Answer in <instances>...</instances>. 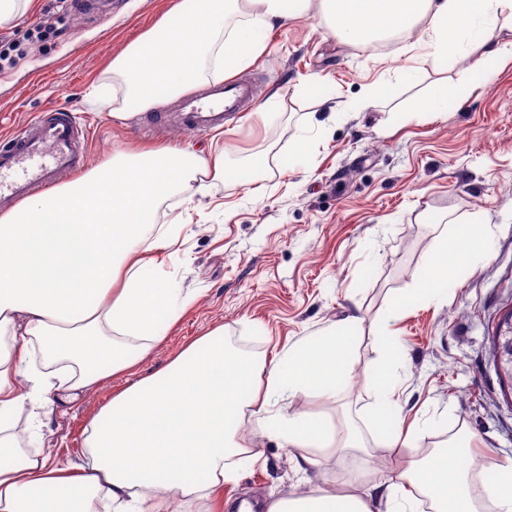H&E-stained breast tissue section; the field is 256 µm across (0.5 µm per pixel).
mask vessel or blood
Instances as JSON below:
<instances>
[{
    "label": "vessel or blood",
    "mask_w": 512,
    "mask_h": 512,
    "mask_svg": "<svg viewBox=\"0 0 512 512\" xmlns=\"http://www.w3.org/2000/svg\"><path fill=\"white\" fill-rule=\"evenodd\" d=\"M251 98L248 83L230 80L179 98L173 112L186 130L206 132L223 125L229 114L243 111ZM84 138L71 111L61 107L40 113L1 140L0 206L10 207L52 188L83 166Z\"/></svg>",
    "instance_id": "b4317fda"
}]
</instances>
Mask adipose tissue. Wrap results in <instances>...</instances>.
Segmentation results:
<instances>
[{
    "label": "adipose tissue",
    "instance_id": "ef3b65f1",
    "mask_svg": "<svg viewBox=\"0 0 512 512\" xmlns=\"http://www.w3.org/2000/svg\"><path fill=\"white\" fill-rule=\"evenodd\" d=\"M319 15L337 43L418 35L420 61L447 67L472 58L467 81L435 84L413 110L440 116L464 104L512 61V0H172L112 58L114 120L127 122L200 85L237 78L267 51L275 27ZM232 179L253 184L255 167L234 168L223 148L199 154L175 145L118 148L110 158L0 212V512H224V487L257 459L241 427L295 454L299 470L335 457L338 485L277 500L268 512H512V460L473 469L469 439L456 435L421 452L428 433L404 424L395 400L405 368L394 323L409 308L454 288L492 250L476 225L452 222L435 237L426 266L395 294L376 328L374 401L361 418L322 411L283 415L273 401H336L349 383L363 319L351 314L267 359L208 331L164 367L113 392L90 419L80 455L60 464L29 454L13 433L26 401L70 403L143 361L179 320L178 298L161 276L184 211L158 221L184 184L199 192ZM40 363H33V353ZM404 459L374 480L361 454Z\"/></svg>",
    "mask_w": 512,
    "mask_h": 512
}]
</instances>
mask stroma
I'll use <instances>...</instances> for the list:
<instances>
[{"label": "stroma", "mask_w": 512, "mask_h": 512, "mask_svg": "<svg viewBox=\"0 0 512 512\" xmlns=\"http://www.w3.org/2000/svg\"><path fill=\"white\" fill-rule=\"evenodd\" d=\"M169 0H110L104 13L70 10L58 32L38 43L25 31L57 13L56 0H35L0 37L22 40L12 66L0 70V136L54 106L69 108L89 130V166L119 146L176 143L193 150L225 145L226 164L258 162L261 194L233 180L199 194L184 186L180 199L198 220L183 226L177 252L163 272L192 296L165 340L135 374L106 381L76 401L51 409L25 403L15 419L29 450L43 448L66 461L83 449L89 419L113 391L165 366L186 345L223 328L230 342L264 356L318 333L351 312L364 319L356 371L342 395L352 414L371 401L378 359L374 328L390 298L420 274L435 235L427 215L471 220L493 239L488 260L463 273L446 298L406 311L395 330L407 356L397 401L406 421L448 417L447 433L465 430L480 460L512 459V394L501 384L490 349L500 313L512 303V64L478 87L468 102L431 121L417 116L393 129L389 113L410 106L433 83L467 80L469 64H420L413 84L392 103L348 109L365 88L408 65L406 42L384 52L341 46L313 15L275 28L265 55L243 79L255 90L248 109L220 132H189L160 120V110L121 124L85 95L127 42ZM321 83L333 114L302 93ZM279 93L272 119L259 105ZM316 140L312 159L283 172L279 157L300 135ZM257 461L224 487L225 497L262 503L331 487L332 464L299 471L291 449L260 439Z\"/></svg>", "instance_id": "35a3bbf8"}]
</instances>
